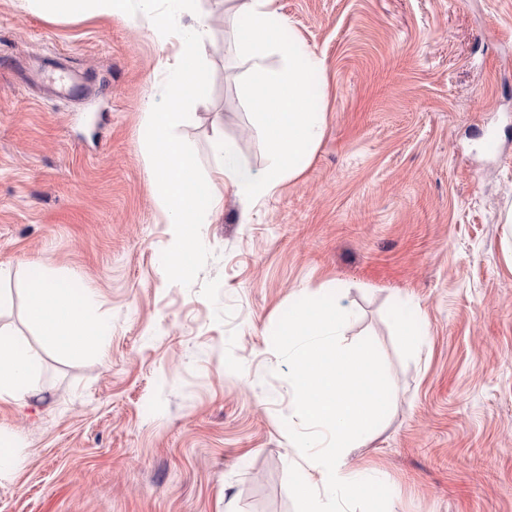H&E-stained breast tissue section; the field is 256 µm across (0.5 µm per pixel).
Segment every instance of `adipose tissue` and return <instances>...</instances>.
Returning <instances> with one entry per match:
<instances>
[{
  "label": "adipose tissue",
  "instance_id": "1",
  "mask_svg": "<svg viewBox=\"0 0 512 512\" xmlns=\"http://www.w3.org/2000/svg\"><path fill=\"white\" fill-rule=\"evenodd\" d=\"M41 12L55 17L85 16L93 12L125 14L130 0H30ZM164 12L154 14L172 53L160 59L168 74L162 104L147 103L143 128L149 164L158 186V205L170 223L182 229L181 244L168 258L172 275L187 272L186 258L197 247L196 225L222 204L221 190L233 187L246 199L268 195L284 181L301 175L304 161L313 156L326 120L324 108L311 104L313 74L320 62L304 56L300 41L285 36L287 18L275 0H239L228 20L235 32L234 53L247 65L244 98L267 139L268 164L254 174L233 142L223 133L211 141L215 160L212 174H201L197 157L181 147L173 131L189 117V107L210 91L200 47L208 36L207 15L196 11L194 0H165ZM95 296L75 291L63 280L37 274L29 294V314L50 348L71 356H105L111 329L94 319ZM41 356L15 337L0 331V400L35 397Z\"/></svg>",
  "mask_w": 512,
  "mask_h": 512
}]
</instances>
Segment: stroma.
I'll list each match as a JSON object with an SVG mask.
<instances>
[{
  "instance_id": "1",
  "label": "stroma",
  "mask_w": 512,
  "mask_h": 512,
  "mask_svg": "<svg viewBox=\"0 0 512 512\" xmlns=\"http://www.w3.org/2000/svg\"><path fill=\"white\" fill-rule=\"evenodd\" d=\"M323 62L326 126L300 177L225 188L190 272L141 139L167 51L143 16L55 18L0 0V325L39 350L40 394L0 401V512H295L303 466L271 335L299 298L338 292L342 342L371 337L392 386L344 457L388 512H512V0H278ZM211 25L208 97L176 136L211 171L216 132L262 171L246 63ZM64 67L80 95L57 94ZM498 149L482 150L483 136ZM43 262L96 296L105 358L43 347L28 315ZM425 330L412 350L395 316Z\"/></svg>"
}]
</instances>
